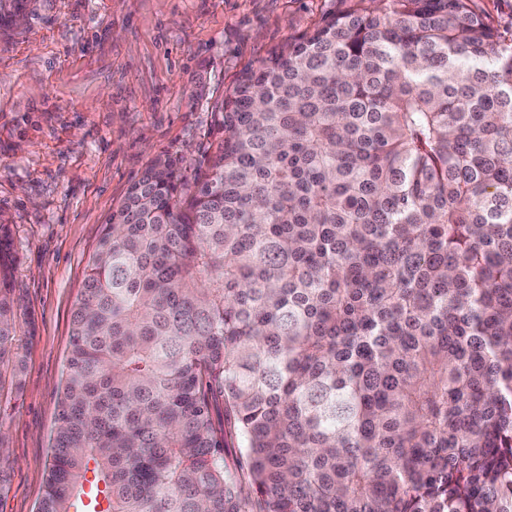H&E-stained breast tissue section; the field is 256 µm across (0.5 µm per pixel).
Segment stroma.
<instances>
[{
	"mask_svg": "<svg viewBox=\"0 0 512 512\" xmlns=\"http://www.w3.org/2000/svg\"><path fill=\"white\" fill-rule=\"evenodd\" d=\"M338 0H28L0 33V218L16 262L22 388L0 396V512H38L72 312L103 226L156 157L206 164L241 72Z\"/></svg>",
	"mask_w": 512,
	"mask_h": 512,
	"instance_id": "35a3bbf8",
	"label": "stroma"
}]
</instances>
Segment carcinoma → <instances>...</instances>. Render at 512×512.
I'll return each mask as SVG.
<instances>
[{
    "label": "carcinoma",
    "mask_w": 512,
    "mask_h": 512,
    "mask_svg": "<svg viewBox=\"0 0 512 512\" xmlns=\"http://www.w3.org/2000/svg\"><path fill=\"white\" fill-rule=\"evenodd\" d=\"M341 2L240 74L205 171L112 211L39 512H512V35ZM12 268L0 224L17 395Z\"/></svg>",
    "instance_id": "obj_1"
}]
</instances>
